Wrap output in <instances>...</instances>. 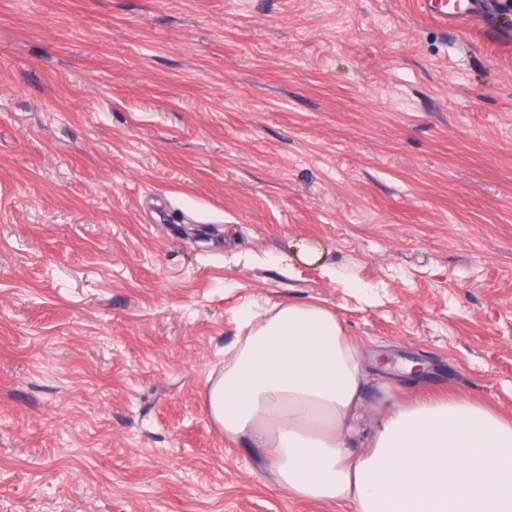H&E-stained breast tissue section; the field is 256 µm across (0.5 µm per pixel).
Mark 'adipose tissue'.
I'll return each instance as SVG.
<instances>
[{
	"instance_id": "obj_1",
	"label": "adipose tissue",
	"mask_w": 512,
	"mask_h": 512,
	"mask_svg": "<svg viewBox=\"0 0 512 512\" xmlns=\"http://www.w3.org/2000/svg\"><path fill=\"white\" fill-rule=\"evenodd\" d=\"M243 325L209 413L228 439L267 449L290 494L354 512H512V420L469 399H371L357 344L319 304Z\"/></svg>"
}]
</instances>
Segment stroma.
Here are the masks:
<instances>
[{
    "label": "stroma",
    "instance_id": "35a3bbf8",
    "mask_svg": "<svg viewBox=\"0 0 512 512\" xmlns=\"http://www.w3.org/2000/svg\"><path fill=\"white\" fill-rule=\"evenodd\" d=\"M308 301L512 419V10L0 0V512H350L208 410ZM420 4L425 15L446 26L483 16L488 7L487 0H420Z\"/></svg>",
    "mask_w": 512,
    "mask_h": 512
}]
</instances>
